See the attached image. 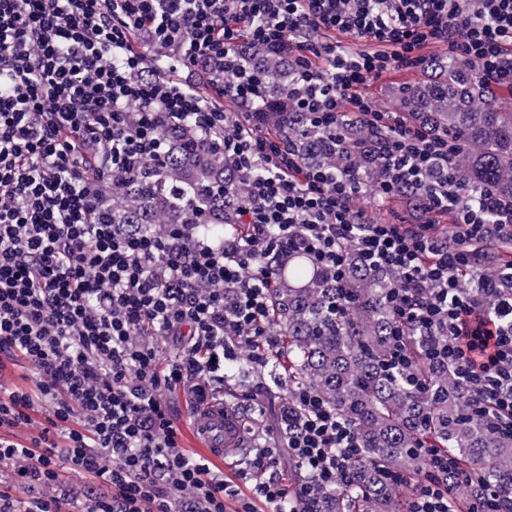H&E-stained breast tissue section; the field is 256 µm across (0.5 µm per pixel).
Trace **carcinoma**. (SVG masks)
<instances>
[{
    "mask_svg": "<svg viewBox=\"0 0 512 512\" xmlns=\"http://www.w3.org/2000/svg\"><path fill=\"white\" fill-rule=\"evenodd\" d=\"M253 64L266 101L258 122L291 142L300 161L334 165L371 185L383 175L386 162L372 151L379 133L348 124L342 129L345 143L334 152L325 149L326 136L312 127L308 114L295 111L289 98L288 61L258 52ZM395 99L399 111L414 114L418 124L459 138L456 170L463 185L512 197V110L497 106L473 68L454 59H431L426 80L397 87ZM160 137V159L104 190L101 209L110 223L163 234L200 214L203 233L243 236V228L231 224L241 174L224 149L190 116L165 123ZM262 264L273 273L269 326L282 340V351L266 360L284 371L288 383L318 392L354 427L361 443L350 463V485L311 490L315 512H401L404 484L387 474L416 479L423 469V444L451 451L462 469L512 490V439L492 430L453 373L429 364L410 334L406 344L417 382L410 385L406 373L388 368L387 274L352 260L340 284L300 251H275ZM343 290L352 303L341 316L334 303ZM448 484L455 491L451 512H467L476 488H458L453 478Z\"/></svg>",
    "mask_w": 512,
    "mask_h": 512,
    "instance_id": "obj_1",
    "label": "carcinoma"
}]
</instances>
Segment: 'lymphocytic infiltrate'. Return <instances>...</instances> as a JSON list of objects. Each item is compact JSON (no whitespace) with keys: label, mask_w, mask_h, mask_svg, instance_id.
<instances>
[{"label":"lymphocytic infiltrate","mask_w":512,"mask_h":512,"mask_svg":"<svg viewBox=\"0 0 512 512\" xmlns=\"http://www.w3.org/2000/svg\"><path fill=\"white\" fill-rule=\"evenodd\" d=\"M251 44L287 56L295 105L328 134L347 116L385 131L389 165L374 187L301 163L250 113L225 111L223 97L252 102L249 84L208 102L174 78L214 59L241 68ZM432 46L512 90V0H0V360L35 376L29 391L0 387V512H76L68 497L34 493L64 469L105 486L94 512H225L223 474L184 454L165 394L189 382L211 406L239 340L277 347L260 260L286 245L339 273L352 248L390 273L395 344L413 330L428 362L448 364L494 430L512 436V291L459 285L481 243L512 242V204L457 183L456 136L362 92L423 70ZM157 52L168 77L150 69ZM186 115L245 177L234 216L244 237L98 220L100 188L159 157L160 125ZM399 198L414 201L417 223L381 218ZM158 336L182 341L176 361L162 363ZM294 398L285 445L307 485L289 495L273 440L239 465L272 512L289 498L309 512L311 488L348 484L359 448L320 395ZM19 428L27 443L13 440ZM420 454L425 473L404 512H449V478L467 487L473 475L450 452Z\"/></svg>","instance_id":"f902f5d3"}]
</instances>
